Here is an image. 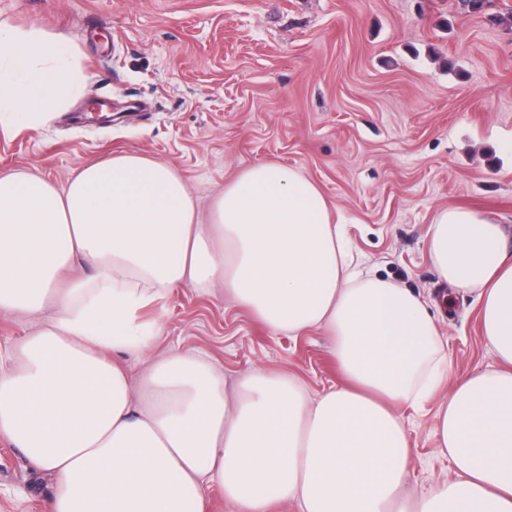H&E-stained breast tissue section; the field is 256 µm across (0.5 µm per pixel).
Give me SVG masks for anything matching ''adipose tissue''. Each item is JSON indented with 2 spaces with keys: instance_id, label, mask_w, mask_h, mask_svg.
Instances as JSON below:
<instances>
[{
  "instance_id": "ef3b65f1",
  "label": "adipose tissue",
  "mask_w": 512,
  "mask_h": 512,
  "mask_svg": "<svg viewBox=\"0 0 512 512\" xmlns=\"http://www.w3.org/2000/svg\"><path fill=\"white\" fill-rule=\"evenodd\" d=\"M87 80L75 39L0 24V120L37 124ZM344 223L276 162L205 213L173 167L136 152L61 189L0 173V310L53 311L0 348V438L53 478L48 512H205L212 482L235 512H512V238L471 209L433 218L430 259L474 295L497 359L448 385L426 301L363 272ZM78 259L90 277L72 276ZM179 288L223 290L275 331L326 330L342 382L313 396L257 369L230 392L199 352H157L160 321L141 312ZM430 400L451 473L416 495L403 411Z\"/></svg>"
}]
</instances>
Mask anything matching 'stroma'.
I'll return each instance as SVG.
<instances>
[{
	"instance_id": "35a3bbf8",
	"label": "stroma",
	"mask_w": 512,
	"mask_h": 512,
	"mask_svg": "<svg viewBox=\"0 0 512 512\" xmlns=\"http://www.w3.org/2000/svg\"><path fill=\"white\" fill-rule=\"evenodd\" d=\"M0 22L76 39L91 78L67 111L0 127V171L63 187L78 167L138 152L174 167L201 211L245 168L303 172L349 220L366 267L429 305L452 382L494 366L472 295L444 305L428 252L458 206L512 232V0H0ZM97 101L114 122L93 119ZM145 318L157 352L194 347L226 389L261 368L311 394L340 382L325 332L276 333L222 292H174ZM435 402L407 410L414 492L451 473ZM51 478L0 441V512H47Z\"/></svg>"
}]
</instances>
